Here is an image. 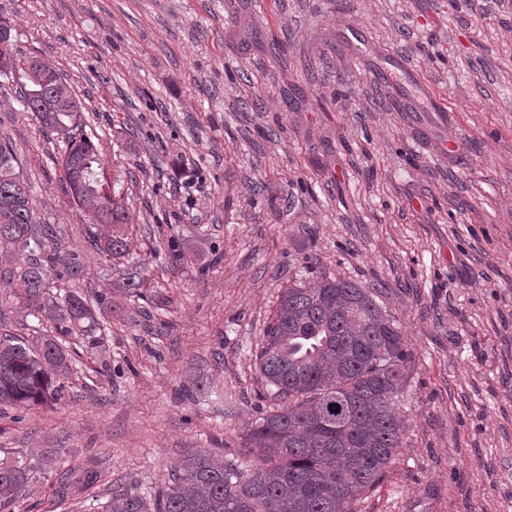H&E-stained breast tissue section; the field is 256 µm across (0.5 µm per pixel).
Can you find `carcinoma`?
Here are the masks:
<instances>
[{"label": "carcinoma", "mask_w": 512, "mask_h": 512, "mask_svg": "<svg viewBox=\"0 0 512 512\" xmlns=\"http://www.w3.org/2000/svg\"><path fill=\"white\" fill-rule=\"evenodd\" d=\"M14 25L0 19V76L25 79L20 103L46 133L67 142L62 157L67 193L90 245L108 259L134 249L125 197L115 191L108 161L87 132L82 105L68 80L42 57L23 53ZM17 148L0 141V254L26 253L0 285L58 335L82 350L104 346L97 312L112 310L104 295L90 301L69 284L86 271L77 252L61 256L54 225L40 220L30 186L16 170ZM71 350L47 333L34 341L0 339V405L19 408L58 401L73 371ZM409 353L396 319L375 289L323 276L316 286L291 281L281 292L256 364L277 407L244 436L250 462L211 450L184 456L155 502L138 486L115 492L102 512H356L355 504L385 477L401 448L395 414L406 384ZM32 469L0 460V509L31 480ZM98 481L86 470L65 477L82 491Z\"/></svg>", "instance_id": "cac0c4a2"}]
</instances>
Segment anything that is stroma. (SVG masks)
I'll return each instance as SVG.
<instances>
[{
    "label": "stroma",
    "instance_id": "obj_1",
    "mask_svg": "<svg viewBox=\"0 0 512 512\" xmlns=\"http://www.w3.org/2000/svg\"><path fill=\"white\" fill-rule=\"evenodd\" d=\"M0 16L83 100L136 240L119 260L91 249L65 143L0 83V138L87 256L73 290L120 308L64 399L0 407V459L33 468L11 512H97L130 484L158 493L195 450L244 456L274 407L255 357L277 298L320 274L377 288L411 354L402 446L357 512H512V0H0ZM140 270L170 313L124 288ZM41 328L0 288V337ZM87 469L93 487L59 494Z\"/></svg>",
    "mask_w": 512,
    "mask_h": 512
}]
</instances>
